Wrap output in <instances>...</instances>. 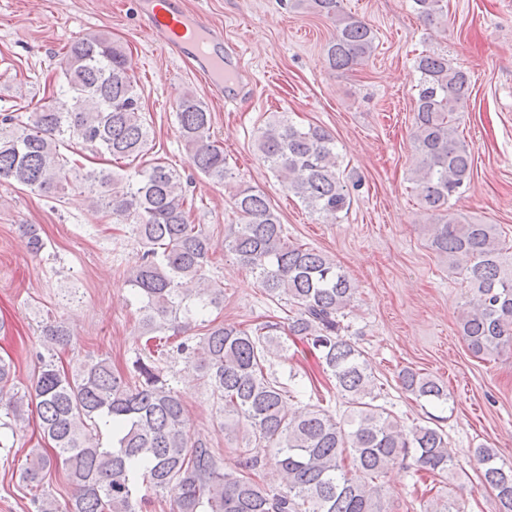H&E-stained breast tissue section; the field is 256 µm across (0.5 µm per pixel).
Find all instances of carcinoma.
<instances>
[{
    "mask_svg": "<svg viewBox=\"0 0 512 512\" xmlns=\"http://www.w3.org/2000/svg\"><path fill=\"white\" fill-rule=\"evenodd\" d=\"M331 21L325 57L335 70L367 61L375 33L346 13L342 0H297ZM427 25L443 21V0H413ZM64 90L47 97L25 122L0 115V181L59 199L77 188L90 207L129 225L142 250L126 282L141 312L145 344L126 378L101 356L70 370L56 364L71 335L56 320L40 322V366L19 390L13 361L0 358V416L15 435L29 414L39 420L50 448H34L20 480L44 487L61 469L74 486L61 505L44 492L38 512H142L138 483L169 499L170 512H386L382 477L389 466L415 458L435 477L455 468L448 435L439 427H405L378 403V381L363 352L342 335L341 318L353 307L356 288L326 254L288 239L270 201L252 186L232 195L224 251L248 269L263 293L286 300L287 326L264 321L246 326L216 324L210 309L224 303V286L210 275L213 242L204 224L191 220L183 177L153 149L144 119L132 57L105 34L72 41L58 62ZM416 85L411 182L421 209L437 223L427 227L430 246L469 284L458 318L470 353L484 359L512 346V253L505 252L495 224H464L448 212L449 200L469 185L473 158L457 134L458 113L470 98L467 73L444 54L415 60ZM176 116L189 158L215 185L232 177L224 148L213 139L212 116L198 96L186 92ZM81 146L109 161L134 166L83 168L63 150ZM257 150L275 176L312 213L335 220L350 196L340 177L334 138L319 126L300 127L273 115L260 129ZM202 328L177 345L189 322ZM300 336L320 354L326 372L346 399L336 418L320 404L285 411L291 390L266 367L283 349L281 334ZM177 353L209 391L224 428L243 433L248 447L234 470L196 440L182 400L161 364ZM399 384L419 400L445 404L448 389L437 378L406 368ZM110 441L103 445L102 431ZM482 484L498 512H512V466L498 463L497 449L473 451ZM273 463L282 487L270 489L256 472ZM424 512H464L454 500L433 499Z\"/></svg>",
    "mask_w": 512,
    "mask_h": 512,
    "instance_id": "carcinoma-1",
    "label": "carcinoma"
}]
</instances>
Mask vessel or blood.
<instances>
[{
	"label": "vessel or blood",
	"instance_id": "obj_1",
	"mask_svg": "<svg viewBox=\"0 0 512 512\" xmlns=\"http://www.w3.org/2000/svg\"><path fill=\"white\" fill-rule=\"evenodd\" d=\"M144 18L158 43L170 54L192 59L205 73L210 90L234 102L229 90L242 69L240 57L226 54L222 31L201 15L180 10L174 0H144Z\"/></svg>",
	"mask_w": 512,
	"mask_h": 512
}]
</instances>
